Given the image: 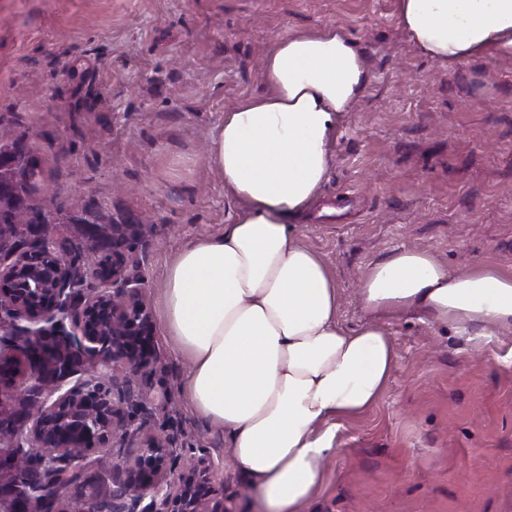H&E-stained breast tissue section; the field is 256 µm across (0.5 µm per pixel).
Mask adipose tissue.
<instances>
[{
	"instance_id": "obj_1",
	"label": "adipose tissue",
	"mask_w": 512,
	"mask_h": 512,
	"mask_svg": "<svg viewBox=\"0 0 512 512\" xmlns=\"http://www.w3.org/2000/svg\"><path fill=\"white\" fill-rule=\"evenodd\" d=\"M399 24L426 57L512 58V0H399ZM266 94L225 112L208 162L240 202L222 234L182 248L166 273L162 327L189 362L191 411L224 433L266 512H309L339 422L386 389L396 351L382 318L418 313L479 340L512 328V274L465 273L401 248L361 275L368 322L340 323L341 294L292 222L330 177L338 123L370 80L354 40L336 30L276 41L261 64Z\"/></svg>"
}]
</instances>
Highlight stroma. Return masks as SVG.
<instances>
[{
  "mask_svg": "<svg viewBox=\"0 0 512 512\" xmlns=\"http://www.w3.org/2000/svg\"><path fill=\"white\" fill-rule=\"evenodd\" d=\"M328 28L358 44L371 76L294 232L334 274L342 324L364 325L360 275L404 246L455 272L512 274V58L433 62L397 0H0V146L40 157L51 191L30 204L56 222V242L88 224L139 225L133 273L160 312L176 253L221 234L237 208L207 162L225 112L264 92L278 38ZM382 326L390 381L340 422L311 512H512V329L477 346L413 313ZM156 340L153 370L114 367L122 414L206 449L225 507L259 512L223 433L186 403L187 362Z\"/></svg>",
  "mask_w": 512,
  "mask_h": 512,
  "instance_id": "1",
  "label": "stroma"
}]
</instances>
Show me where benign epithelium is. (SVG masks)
<instances>
[{
	"label": "benign epithelium",
	"instance_id": "benign-epithelium-1",
	"mask_svg": "<svg viewBox=\"0 0 512 512\" xmlns=\"http://www.w3.org/2000/svg\"><path fill=\"white\" fill-rule=\"evenodd\" d=\"M27 153L0 167V186L20 192ZM137 224L112 225V250L87 293L77 256L47 240L40 224L13 226L0 241V512H228L216 466L200 449L187 459L169 437L146 432L117 489L112 470L84 479L74 449L108 441L124 426L96 370L121 361L138 376L158 363L152 309L130 275Z\"/></svg>",
	"mask_w": 512,
	"mask_h": 512
}]
</instances>
